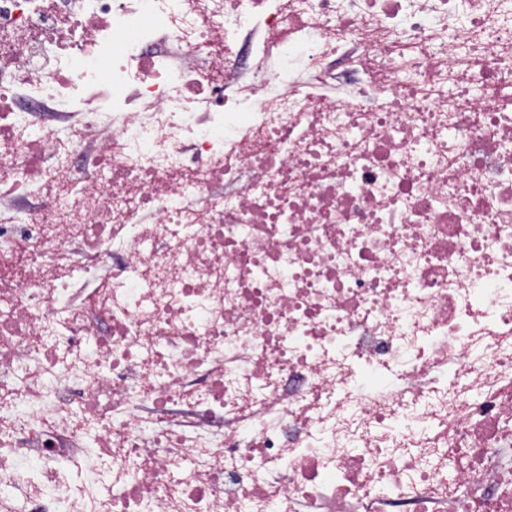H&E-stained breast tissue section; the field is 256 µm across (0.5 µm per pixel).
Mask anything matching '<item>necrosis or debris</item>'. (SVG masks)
<instances>
[{"label":"necrosis or debris","instance_id":"necrosis-or-debris-1","mask_svg":"<svg viewBox=\"0 0 512 512\" xmlns=\"http://www.w3.org/2000/svg\"><path fill=\"white\" fill-rule=\"evenodd\" d=\"M0 512H512V0H0Z\"/></svg>","mask_w":512,"mask_h":512}]
</instances>
